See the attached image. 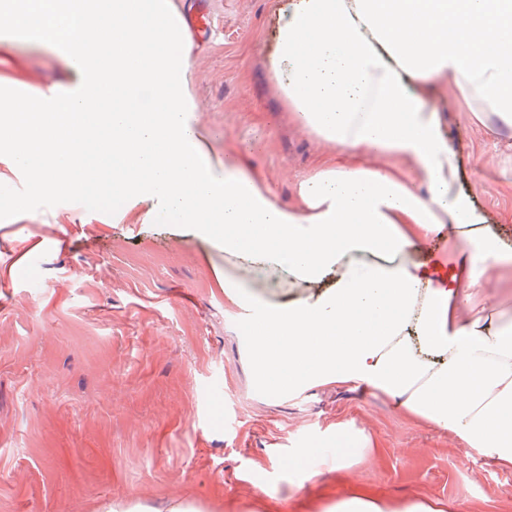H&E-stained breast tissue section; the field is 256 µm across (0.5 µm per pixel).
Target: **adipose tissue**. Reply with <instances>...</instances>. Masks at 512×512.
Here are the masks:
<instances>
[{
    "instance_id": "obj_1",
    "label": "adipose tissue",
    "mask_w": 512,
    "mask_h": 512,
    "mask_svg": "<svg viewBox=\"0 0 512 512\" xmlns=\"http://www.w3.org/2000/svg\"><path fill=\"white\" fill-rule=\"evenodd\" d=\"M169 3L0 0V53L29 31L79 78L61 101L0 95V162L37 196H79L92 159L112 154L117 223L176 214L223 250L225 300L258 311L256 385H364L512 469V249L463 191L461 156L424 103L429 83L451 80L470 125L512 133V0H281L270 73L323 151L288 207L234 149L212 161ZM441 232L447 263L420 261ZM492 280L499 300L477 308ZM356 439L354 455L326 458L340 486L312 512H447L354 485V466L379 456L370 431Z\"/></svg>"
}]
</instances>
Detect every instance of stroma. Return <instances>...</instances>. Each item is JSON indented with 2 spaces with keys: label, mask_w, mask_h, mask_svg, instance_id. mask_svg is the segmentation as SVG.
Listing matches in <instances>:
<instances>
[{
  "label": "stroma",
  "mask_w": 512,
  "mask_h": 512,
  "mask_svg": "<svg viewBox=\"0 0 512 512\" xmlns=\"http://www.w3.org/2000/svg\"><path fill=\"white\" fill-rule=\"evenodd\" d=\"M172 6L192 33L186 92L214 156L233 143L291 203L319 147L289 122L270 74L279 0ZM0 76L36 98L77 83L33 41L0 59ZM430 102L463 154V189L512 248V138L466 127L450 81ZM116 209L98 193L34 197L20 170L0 176V512H109L117 500L169 512L186 496L225 512L253 484L275 512H307L336 492L325 454L363 427L380 454L355 468L358 484L449 512H512V470L395 402L352 385L257 391L248 313L227 309L216 278L223 254L177 215L118 224Z\"/></svg>",
  "instance_id": "1"
}]
</instances>
